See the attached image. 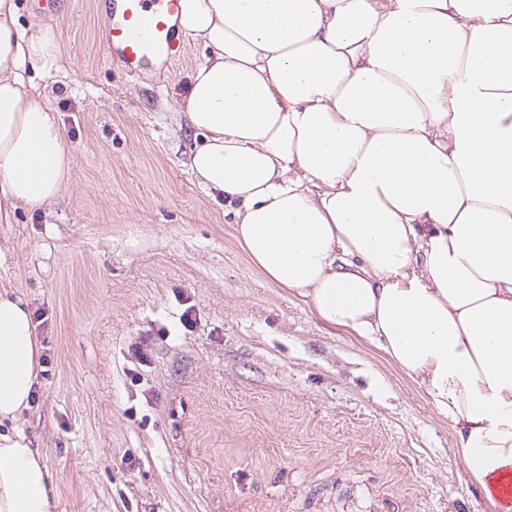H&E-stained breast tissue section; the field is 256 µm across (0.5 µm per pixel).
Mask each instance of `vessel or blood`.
<instances>
[{
  "label": "vessel or blood",
  "instance_id": "vessel-or-blood-1",
  "mask_svg": "<svg viewBox=\"0 0 512 512\" xmlns=\"http://www.w3.org/2000/svg\"><path fill=\"white\" fill-rule=\"evenodd\" d=\"M180 0H105L102 33L108 61L137 77L157 59L172 63L185 50L173 24Z\"/></svg>",
  "mask_w": 512,
  "mask_h": 512
}]
</instances>
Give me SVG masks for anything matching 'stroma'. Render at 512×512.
<instances>
[{
	"label": "stroma",
	"instance_id": "35a3bbf8",
	"mask_svg": "<svg viewBox=\"0 0 512 512\" xmlns=\"http://www.w3.org/2000/svg\"><path fill=\"white\" fill-rule=\"evenodd\" d=\"M62 66L34 80L70 177L0 224V289L39 344L14 426L56 512H485L455 435L382 352L269 283L184 164L176 125L202 46L137 79L107 63L97 0H54Z\"/></svg>",
	"mask_w": 512,
	"mask_h": 512
}]
</instances>
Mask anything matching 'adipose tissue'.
I'll return each mask as SVG.
<instances>
[{
	"label": "adipose tissue",
	"instance_id": "1",
	"mask_svg": "<svg viewBox=\"0 0 512 512\" xmlns=\"http://www.w3.org/2000/svg\"><path fill=\"white\" fill-rule=\"evenodd\" d=\"M203 62L177 107L187 166L269 281L383 352L456 434L486 512H512V0H180ZM0 0V223L53 204L73 166L26 68H58ZM27 300L0 289V424L30 407ZM0 432V512H53Z\"/></svg>",
	"mask_w": 512,
	"mask_h": 512
}]
</instances>
